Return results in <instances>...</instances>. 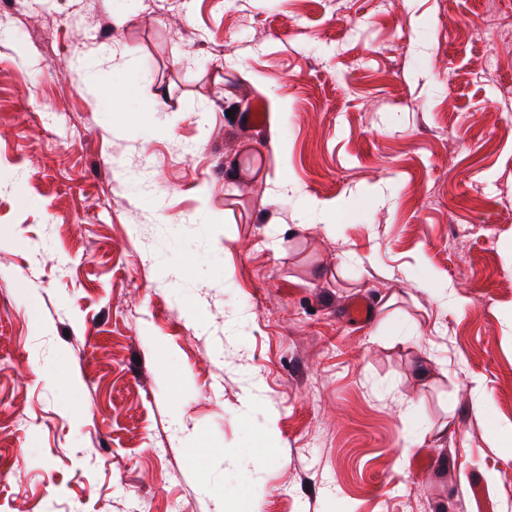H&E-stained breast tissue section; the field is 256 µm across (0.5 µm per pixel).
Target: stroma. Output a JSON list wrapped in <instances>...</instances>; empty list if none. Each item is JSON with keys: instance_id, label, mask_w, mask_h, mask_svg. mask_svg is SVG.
I'll list each match as a JSON object with an SVG mask.
<instances>
[{"instance_id": "obj_1", "label": "stroma", "mask_w": 512, "mask_h": 512, "mask_svg": "<svg viewBox=\"0 0 512 512\" xmlns=\"http://www.w3.org/2000/svg\"><path fill=\"white\" fill-rule=\"evenodd\" d=\"M509 87L512 0L0 9V512H512Z\"/></svg>"}]
</instances>
